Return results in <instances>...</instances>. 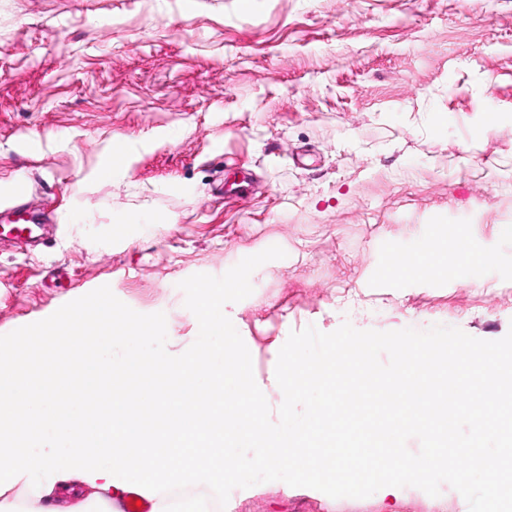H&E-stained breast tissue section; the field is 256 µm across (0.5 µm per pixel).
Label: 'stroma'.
<instances>
[{"label":"stroma","mask_w":512,"mask_h":512,"mask_svg":"<svg viewBox=\"0 0 512 512\" xmlns=\"http://www.w3.org/2000/svg\"><path fill=\"white\" fill-rule=\"evenodd\" d=\"M32 173L55 232L34 254L0 248V335L107 285L165 313L178 355L199 331L179 282L277 245L224 306L271 410L272 352L310 325L501 339L512 0H0V204ZM466 237L490 261H464ZM397 252L416 273L379 279ZM111 498L59 485L48 504ZM223 512L469 508L446 484L334 499L272 481Z\"/></svg>","instance_id":"obj_1"}]
</instances>
